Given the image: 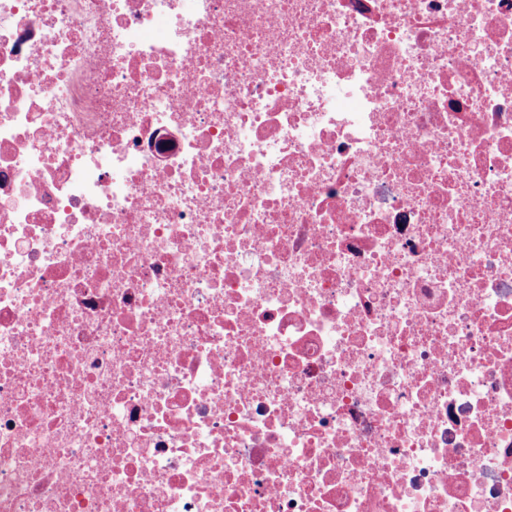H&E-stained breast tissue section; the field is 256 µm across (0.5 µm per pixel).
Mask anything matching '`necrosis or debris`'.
<instances>
[{"label":"necrosis or debris","instance_id":"obj_1","mask_svg":"<svg viewBox=\"0 0 512 512\" xmlns=\"http://www.w3.org/2000/svg\"><path fill=\"white\" fill-rule=\"evenodd\" d=\"M0 512H512V0H0Z\"/></svg>","mask_w":512,"mask_h":512}]
</instances>
